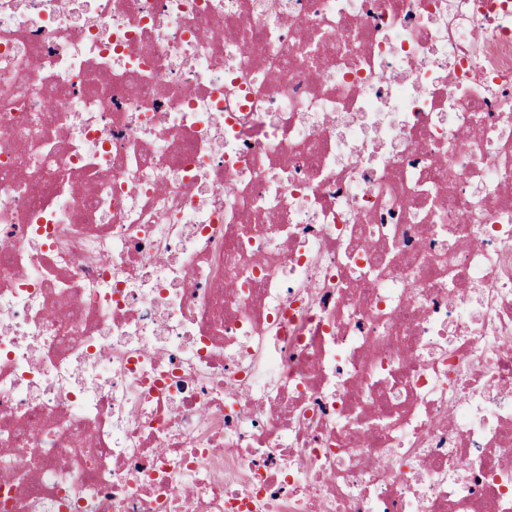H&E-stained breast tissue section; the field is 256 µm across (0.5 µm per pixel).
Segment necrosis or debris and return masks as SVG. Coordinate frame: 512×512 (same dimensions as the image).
<instances>
[{
  "mask_svg": "<svg viewBox=\"0 0 512 512\" xmlns=\"http://www.w3.org/2000/svg\"><path fill=\"white\" fill-rule=\"evenodd\" d=\"M0 512H512V0H0Z\"/></svg>",
  "mask_w": 512,
  "mask_h": 512,
  "instance_id": "4bbe7bcc",
  "label": "necrosis or debris"
}]
</instances>
